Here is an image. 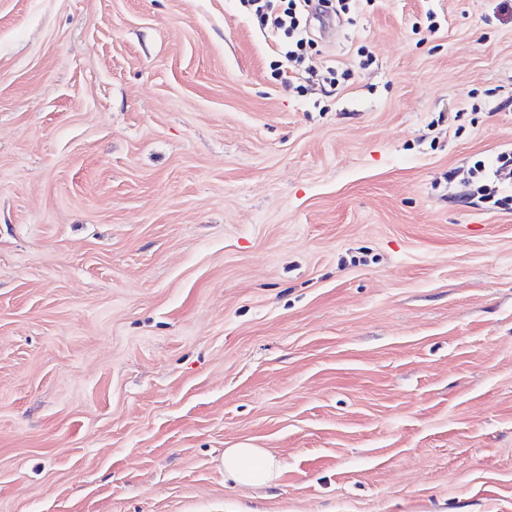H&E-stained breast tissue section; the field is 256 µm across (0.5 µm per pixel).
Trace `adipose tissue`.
Wrapping results in <instances>:
<instances>
[{"instance_id": "ef3b65f1", "label": "adipose tissue", "mask_w": 512, "mask_h": 512, "mask_svg": "<svg viewBox=\"0 0 512 512\" xmlns=\"http://www.w3.org/2000/svg\"><path fill=\"white\" fill-rule=\"evenodd\" d=\"M281 470V462L265 449L243 445L224 451V478L234 485L269 488Z\"/></svg>"}]
</instances>
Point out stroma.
<instances>
[{"mask_svg":"<svg viewBox=\"0 0 512 512\" xmlns=\"http://www.w3.org/2000/svg\"><path fill=\"white\" fill-rule=\"evenodd\" d=\"M311 27L0 0V512H512V10ZM500 164L494 171V179H488L483 175V171L478 172L481 176L479 177L478 185L476 186L477 195L480 199H491L495 198L496 192H498L499 185L505 182H511L512 180V157L510 153H503L499 157ZM281 470V462L265 449L243 445L224 451V478L235 486L272 487Z\"/></svg>","mask_w":512,"mask_h":512,"instance_id":"35a3bbf8","label":"stroma"}]
</instances>
